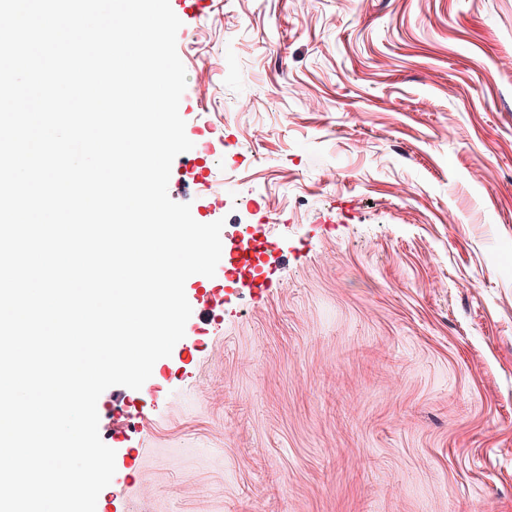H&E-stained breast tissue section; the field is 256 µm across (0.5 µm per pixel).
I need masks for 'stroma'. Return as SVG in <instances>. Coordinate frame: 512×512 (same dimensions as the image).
I'll return each instance as SVG.
<instances>
[{
    "instance_id": "1",
    "label": "stroma",
    "mask_w": 512,
    "mask_h": 512,
    "mask_svg": "<svg viewBox=\"0 0 512 512\" xmlns=\"http://www.w3.org/2000/svg\"><path fill=\"white\" fill-rule=\"evenodd\" d=\"M170 6L168 194L282 248L99 397L96 512H512V0Z\"/></svg>"
}]
</instances>
